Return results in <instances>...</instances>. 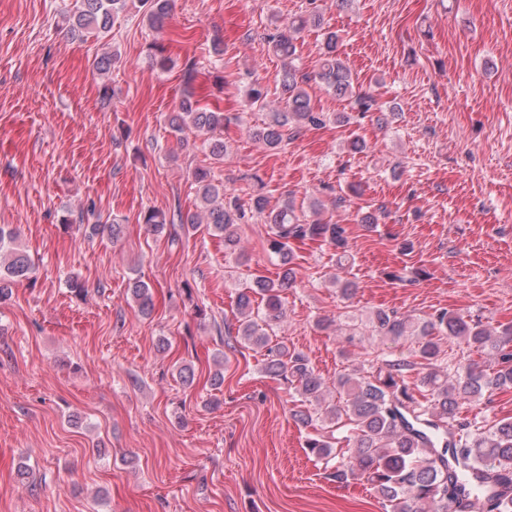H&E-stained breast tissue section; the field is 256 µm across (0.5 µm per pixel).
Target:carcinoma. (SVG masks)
Returning a JSON list of instances; mask_svg holds the SVG:
<instances>
[{
  "label": "carcinoma",
  "mask_w": 512,
  "mask_h": 512,
  "mask_svg": "<svg viewBox=\"0 0 512 512\" xmlns=\"http://www.w3.org/2000/svg\"><path fill=\"white\" fill-rule=\"evenodd\" d=\"M142 20L159 28L168 17L173 0H138ZM127 7V0H70L66 10L70 31L82 39H99L110 32ZM321 25L315 10L300 15L268 39L271 51L283 61L278 105L269 104V90L254 82L246 90L250 109H270L268 121L256 132L266 148L276 150L307 126H323L327 115L315 111L306 86L321 83L327 90L352 100L359 112H376L384 123L385 110L374 96L353 85L350 70L336 52L339 35L324 34L317 68L311 72L295 64L297 35L308 25ZM169 126L181 133L194 129L208 135L210 156L224 157V141L211 137L224 127V113L210 111L187 95L169 115ZM192 183L201 210L187 213L181 223L195 230L224 236L230 250L239 243L238 226L244 212L211 171L197 167ZM249 210L265 215L270 224L269 250L280 261L277 279L259 278L237 297V335L264 351V372L288 382L298 396L292 416L306 427L323 423L322 432L306 439V448L330 468V480L347 485L364 481L381 500L384 512H448V502L465 497L469 512H512V481L499 489L500 475H512V418L481 423L460 417L464 406L512 389V325L490 329L446 309L427 317H409L396 311L378 310L368 320L378 335L392 342L411 339L414 360H384L371 371L353 369L336 377L337 400H328L326 381L300 352L272 343L265 328L283 318L281 292L293 280L290 241L310 239L326 242L348 253L346 228L313 213L308 220L292 202L269 207L263 194L250 197ZM142 223L161 233L168 224L164 213L149 209ZM32 263L16 244L12 233L0 227V301L12 287L29 279ZM128 291L143 316L153 307L150 285L134 279ZM260 298L263 315L253 310ZM463 345L486 357L490 365L477 362L451 369L438 364L445 341ZM341 431L346 447L337 448L334 432Z\"/></svg>",
  "instance_id": "carcinoma-1"
}]
</instances>
